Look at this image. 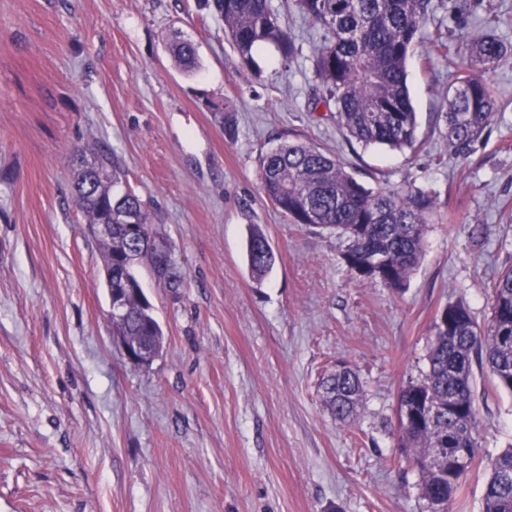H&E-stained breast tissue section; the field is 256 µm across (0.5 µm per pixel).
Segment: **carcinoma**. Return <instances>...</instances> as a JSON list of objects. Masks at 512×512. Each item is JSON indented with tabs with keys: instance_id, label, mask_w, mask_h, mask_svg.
<instances>
[{
	"instance_id": "carcinoma-1",
	"label": "carcinoma",
	"mask_w": 512,
	"mask_h": 512,
	"mask_svg": "<svg viewBox=\"0 0 512 512\" xmlns=\"http://www.w3.org/2000/svg\"><path fill=\"white\" fill-rule=\"evenodd\" d=\"M310 28L321 33L314 53L318 100L333 105L336 123L349 141L363 146L413 148L416 112L408 94L407 60L422 26L435 10L434 0H295ZM224 33L244 67L254 63L261 44L285 58L296 52L295 39L282 26L271 0H213ZM488 20L483 33L461 38L467 67L448 87L444 135L454 153L470 154L473 143L498 109L494 88L483 73L512 56ZM170 54L179 68H195V44L175 39ZM77 157L75 201L88 228L112 225L98 240L115 285L125 289L127 315L112 322L116 335L136 342L148 354L161 351L163 330L139 291L134 267L142 263L140 242H152V220L140 198L123 184V170L104 151L88 160ZM265 196L292 224H302L345 239L347 265L385 286H406L423 251L434 198L421 189L368 188L336 158L306 142H285L260 161ZM133 224L130 230L127 225ZM251 274L261 278L275 262L266 236L254 232L247 246ZM491 315L480 327L462 303L445 306L435 322L427 370L403 385L398 397L400 447L420 473V494L430 512H448L468 469H448L439 454L462 448L479 456L473 434V363L486 367L497 388L512 395V268L497 276L490 295ZM322 401L337 423L352 422L362 406L364 388L349 366L322 382ZM512 446L490 461L483 512H512Z\"/></svg>"
}]
</instances>
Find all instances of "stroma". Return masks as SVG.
Returning <instances> with one entry per match:
<instances>
[{
  "instance_id": "stroma-1",
  "label": "stroma",
  "mask_w": 512,
  "mask_h": 512,
  "mask_svg": "<svg viewBox=\"0 0 512 512\" xmlns=\"http://www.w3.org/2000/svg\"><path fill=\"white\" fill-rule=\"evenodd\" d=\"M439 0L408 58L417 150L348 142L324 103L296 6L273 0L297 52L240 65L202 0H0V512H428L398 442L397 396L427 369L446 305L489 317L512 267V56L487 74L501 106L456 158L445 93L466 64L430 38L512 44V0ZM198 48L175 64L172 34ZM285 141L335 154L371 188L412 185L435 207L395 291L350 269L345 241L289 223L259 159ZM108 150L168 243L182 285L135 274L165 340L142 368L108 317L101 248L74 201V146ZM275 263L249 271L251 229ZM346 363L360 414L337 424L320 384ZM472 466L448 512H482L487 458L512 445V396L474 368Z\"/></svg>"
}]
</instances>
